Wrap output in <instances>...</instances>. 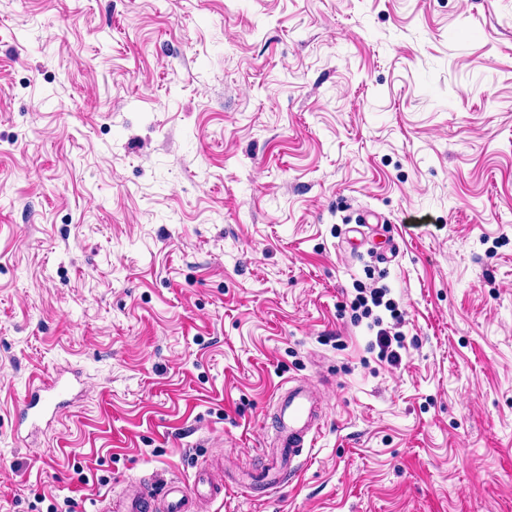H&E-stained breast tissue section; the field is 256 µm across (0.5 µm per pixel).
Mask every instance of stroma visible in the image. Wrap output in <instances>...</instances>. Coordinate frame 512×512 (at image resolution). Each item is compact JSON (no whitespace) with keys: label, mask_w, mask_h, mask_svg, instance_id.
<instances>
[{"label":"stroma","mask_w":512,"mask_h":512,"mask_svg":"<svg viewBox=\"0 0 512 512\" xmlns=\"http://www.w3.org/2000/svg\"><path fill=\"white\" fill-rule=\"evenodd\" d=\"M291 378L296 476L208 512H512V0H0V512L258 465ZM387 291V288H373L369 291V295H367L361 288V290H359V294L352 301L351 307L352 310L356 313L355 318L357 320L362 318L368 319L372 317L370 328H378L376 332V341L378 347L380 348L379 355L382 359L386 360L391 365H396L401 362V355L397 350L392 348V344L394 340L397 344V347L402 349L404 347L402 335L398 332L391 334L392 332L389 328L382 327V317L378 315L373 317V307L378 308L384 305V308L390 312V316L393 319L398 318L399 315L397 313V307L395 303L390 299L385 302L383 301ZM358 311H360V314H357ZM67 391L68 384L61 376H55L50 381L33 387L24 401L23 419H29L32 427H36L48 415L52 417L61 407L67 405Z\"/></svg>","instance_id":"stroma-1"}]
</instances>
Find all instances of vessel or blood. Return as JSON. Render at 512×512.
Returning a JSON list of instances; mask_svg holds the SVG:
<instances>
[{
	"label": "vessel or blood",
	"mask_w": 512,
	"mask_h": 512,
	"mask_svg": "<svg viewBox=\"0 0 512 512\" xmlns=\"http://www.w3.org/2000/svg\"><path fill=\"white\" fill-rule=\"evenodd\" d=\"M67 391V383L59 376L33 387L24 401L23 418L36 424L55 415L65 406ZM271 417L273 442L264 452L263 463L255 468L253 481L246 484L250 490L261 483H285L297 470L299 458L311 449L322 420L313 387L296 380L278 387ZM221 493V487L215 486L205 472L198 473L190 482H167L157 491L131 481L103 499L99 509L100 512H198L201 504L212 502Z\"/></svg>",
	"instance_id": "obj_1"
}]
</instances>
